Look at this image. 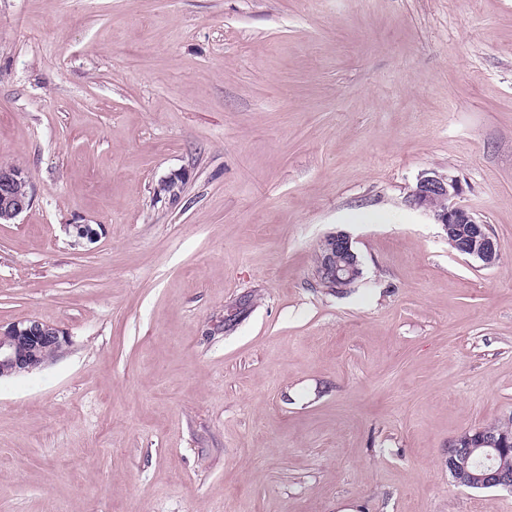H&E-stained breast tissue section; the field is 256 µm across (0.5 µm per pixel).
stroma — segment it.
<instances>
[{"instance_id":"stroma-1","label":"stroma","mask_w":512,"mask_h":512,"mask_svg":"<svg viewBox=\"0 0 512 512\" xmlns=\"http://www.w3.org/2000/svg\"><path fill=\"white\" fill-rule=\"evenodd\" d=\"M1 163L0 323L72 344L0 379V512H512L448 474L512 417V0H0ZM27 186H30V182L24 169L18 166H0L1 224H10L32 206L34 201L32 187L30 186L24 192L21 190L22 187ZM462 193V186L454 177L435 172L424 173L407 196L406 203L413 209L431 214L436 222L443 226L448 239L459 233L458 224L460 228L467 229L460 244V254L479 260L484 266H492L499 257L496 243L485 224L479 222L471 212L456 202ZM434 201L440 202L441 205L434 207ZM465 224L470 226L467 228ZM317 276L325 277L336 288L356 282L362 274L361 263L350 235L343 231L326 236L318 249Z\"/></svg>"}]
</instances>
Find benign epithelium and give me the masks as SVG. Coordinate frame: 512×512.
Here are the masks:
<instances>
[{
	"label": "benign epithelium",
	"mask_w": 512,
	"mask_h": 512,
	"mask_svg": "<svg viewBox=\"0 0 512 512\" xmlns=\"http://www.w3.org/2000/svg\"><path fill=\"white\" fill-rule=\"evenodd\" d=\"M28 175L18 166H0V221L9 224L28 210L34 201ZM461 184L451 176L435 172L424 173L406 198L413 209L431 214L448 234L459 233L458 225H468L459 252L492 266L499 257L495 241L485 224L456 199L461 196ZM319 275L334 286L357 281L362 274L361 263L350 235L343 231L326 236L318 249ZM72 344L65 329L32 318L22 322L0 324V375L4 377L29 374L44 367L48 353L60 356ZM485 429L460 435L448 445V472L458 483L480 486L484 483L512 488V479L500 472L489 471V466L478 465L471 459L472 440L484 439Z\"/></svg>",
	"instance_id": "obj_1"
}]
</instances>
